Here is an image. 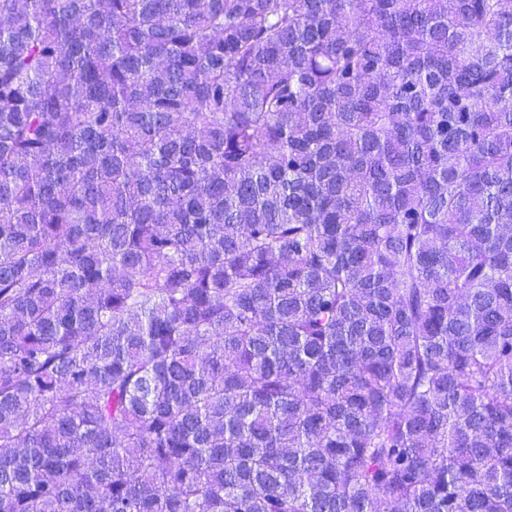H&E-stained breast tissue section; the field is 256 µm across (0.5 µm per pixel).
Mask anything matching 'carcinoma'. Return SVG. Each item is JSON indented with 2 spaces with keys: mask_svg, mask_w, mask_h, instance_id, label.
<instances>
[{
  "mask_svg": "<svg viewBox=\"0 0 512 512\" xmlns=\"http://www.w3.org/2000/svg\"><path fill=\"white\" fill-rule=\"evenodd\" d=\"M0 512H512V0H0Z\"/></svg>",
  "mask_w": 512,
  "mask_h": 512,
  "instance_id": "1",
  "label": "carcinoma"
}]
</instances>
